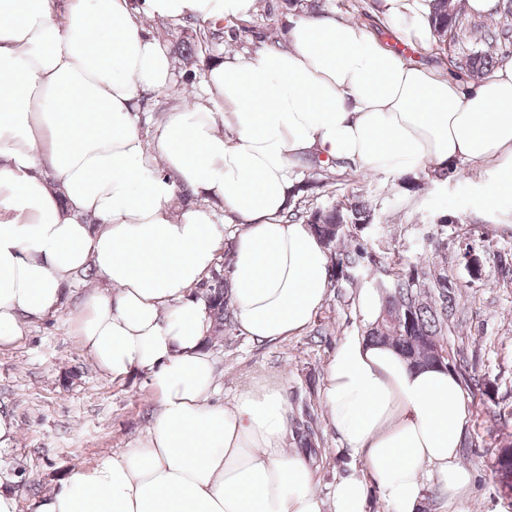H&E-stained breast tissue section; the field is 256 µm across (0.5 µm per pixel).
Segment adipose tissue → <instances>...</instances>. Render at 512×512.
<instances>
[{"label":"adipose tissue","mask_w":512,"mask_h":512,"mask_svg":"<svg viewBox=\"0 0 512 512\" xmlns=\"http://www.w3.org/2000/svg\"><path fill=\"white\" fill-rule=\"evenodd\" d=\"M384 8L392 23L413 15L403 39L427 34L421 0ZM255 9L67 0L59 12L52 0H0V346L56 313L67 277L90 265L101 286L78 319L81 346L113 378L143 372L159 396L137 447L75 468L36 512H368L373 487L391 512H418L427 485L452 503L469 491L460 380L365 336L382 316L378 290L359 289L362 329L325 369L329 426L361 463L326 496L288 446L282 384L214 403L213 322L196 290L239 223L228 268L239 333L267 343L309 326L328 295L330 256L284 215L296 170L313 158L395 177L465 161L494 172L493 201L512 202V63L466 88L361 24L300 17L287 47L212 61L203 95L171 108L145 141L141 101L175 79L145 19L232 24ZM182 185L204 205L179 207Z\"/></svg>","instance_id":"ef3b65f1"}]
</instances>
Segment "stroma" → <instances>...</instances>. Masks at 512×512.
Listing matches in <instances>:
<instances>
[{"mask_svg":"<svg viewBox=\"0 0 512 512\" xmlns=\"http://www.w3.org/2000/svg\"><path fill=\"white\" fill-rule=\"evenodd\" d=\"M320 11L365 25L380 43L409 63L436 68L462 86L472 81L461 64L466 56L484 50L486 28L506 25L512 15L488 18L468 11L454 35L446 41L426 37L418 44L398 40L395 25L386 21L383 0H304V12ZM296 12L283 0H257L247 33L232 39L227 24L201 27L199 22L152 20L148 29L169 51L175 68L172 88L141 103L138 124L153 136L164 112L192 101L202 87L205 62L190 63L180 56L183 43L194 41L198 30L211 40V58L229 51L245 52L259 42L285 40ZM322 178L323 185L301 198L313 209L354 193L363 195L376 210L378 229L362 233L383 260L403 257L418 264L430 259L438 243L448 245V277L460 293L457 326L448 335V347L458 353L459 371L476 372L493 387V399L470 398V423L462 436L459 457L474 474L469 497L448 504L437 488H428L427 512H512L499 496L490 469V455L498 439L512 440V418L495 425L487 411L512 409V284H503L498 257L512 253V205L493 204L487 195L492 176L458 164L454 178L422 181L419 189H401L396 178L376 173L363 177L339 169L323 170L318 162L304 164L297 180ZM454 217L446 230L433 225L434 216ZM483 261L481 280L471 279L462 262L464 253ZM95 282L88 270L77 272L65 284L59 311L29 325L25 336L0 347V413L18 424V434L0 447V489L13 494L19 512H35L46 492L64 479L71 467H92L112 454L136 447L156 408L157 395L145 375L132 372L115 379L97 367L80 346L76 321ZM353 288L330 289L311 326L287 340L259 344L233 334L213 349L221 376L217 402L230 401L244 386L282 382L290 408L289 428L312 427L317 433L316 477L329 492L337 477L352 472L353 459L328 431L320 391L324 368L339 342L356 331Z\"/></svg>","mask_w":512,"mask_h":512,"instance_id":"obj_1","label":"stroma"}]
</instances>
